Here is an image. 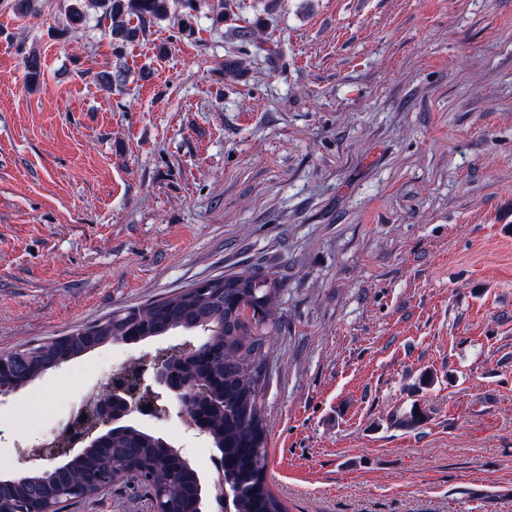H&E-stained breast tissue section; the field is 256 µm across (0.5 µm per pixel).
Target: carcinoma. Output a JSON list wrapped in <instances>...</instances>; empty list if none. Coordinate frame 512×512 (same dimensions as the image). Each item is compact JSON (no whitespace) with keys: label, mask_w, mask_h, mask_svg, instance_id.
<instances>
[{"label":"carcinoma","mask_w":512,"mask_h":512,"mask_svg":"<svg viewBox=\"0 0 512 512\" xmlns=\"http://www.w3.org/2000/svg\"><path fill=\"white\" fill-rule=\"evenodd\" d=\"M198 0H181L180 30H193ZM19 17L40 11L39 0H12ZM109 21L107 34L119 48L146 34L147 28L170 16V0H73L68 10L71 31L90 15ZM217 18L232 21L235 38L262 45L257 30L240 24L232 0H224ZM26 82L40 83L41 60L31 54L24 61ZM107 87H122L127 71L95 75ZM284 285L279 277L244 270L206 280L202 289L187 288L146 304L122 306L96 322L65 335L29 343L8 352L0 370V392H14L32 380L77 360L92 350L125 340L138 344L172 331L202 333L206 340L180 353L177 378L196 384L195 417L214 447L224 452V485L234 493L232 512H286L267 481L270 432L262 390L270 355L268 341L279 328L277 310ZM134 469L139 486L159 512H196L200 475L180 460L174 446L161 436L136 426L112 431L98 446L70 458L52 481L29 468L0 495L17 508L47 507L65 512L69 506L107 490L91 481L95 474Z\"/></svg>","instance_id":"1"}]
</instances>
